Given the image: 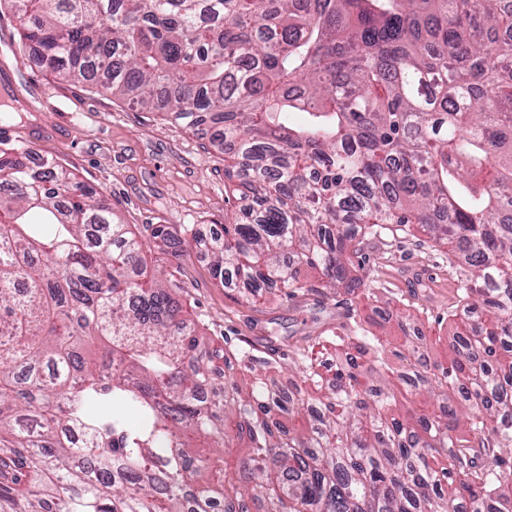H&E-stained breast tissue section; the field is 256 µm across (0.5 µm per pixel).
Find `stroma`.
Wrapping results in <instances>:
<instances>
[{
	"instance_id": "1",
	"label": "stroma",
	"mask_w": 512,
	"mask_h": 512,
	"mask_svg": "<svg viewBox=\"0 0 512 512\" xmlns=\"http://www.w3.org/2000/svg\"><path fill=\"white\" fill-rule=\"evenodd\" d=\"M18 41L16 16L1 8L0 67L10 69L28 110L5 120L0 149L24 146L53 157L133 232L148 224H186L206 238L222 232L238 208L226 190L224 156L208 136L165 114L131 108L96 82H61L24 57ZM358 261L375 301H356L342 288L328 297L308 292L287 300L273 291L249 299L213 278L205 248L193 249L174 276L185 286L183 302L198 325L199 359L220 371L231 351L261 359L288 353L349 324L354 311L392 350L403 342L402 322L412 318L429 339L431 360L447 362L452 336L464 328L460 261L449 246L418 226L392 224L363 241Z\"/></svg>"
}]
</instances>
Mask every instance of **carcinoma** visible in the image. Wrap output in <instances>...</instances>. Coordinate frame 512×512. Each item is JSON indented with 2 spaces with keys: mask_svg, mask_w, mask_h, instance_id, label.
<instances>
[{
  "mask_svg": "<svg viewBox=\"0 0 512 512\" xmlns=\"http://www.w3.org/2000/svg\"><path fill=\"white\" fill-rule=\"evenodd\" d=\"M8 2L46 71L215 128L242 202L210 242L221 284L353 292L363 239L417 224L464 251L459 302L485 319L445 364L405 337L398 373L357 323L317 336L287 390L245 352L248 390L144 264L195 231L139 237L68 169L0 149V512H512V0ZM420 389L436 409L395 411ZM187 431L248 452L202 484Z\"/></svg>",
  "mask_w": 512,
  "mask_h": 512,
  "instance_id": "1",
  "label": "carcinoma"
}]
</instances>
